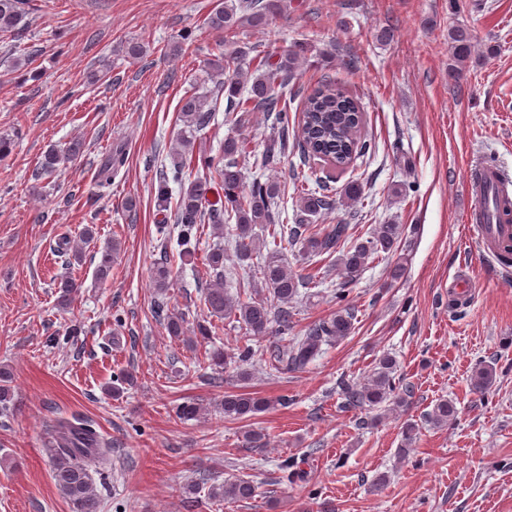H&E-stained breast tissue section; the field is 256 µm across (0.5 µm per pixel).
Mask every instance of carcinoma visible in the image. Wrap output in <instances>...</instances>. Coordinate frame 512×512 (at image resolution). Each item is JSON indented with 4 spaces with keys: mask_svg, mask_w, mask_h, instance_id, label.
<instances>
[{
    "mask_svg": "<svg viewBox=\"0 0 512 512\" xmlns=\"http://www.w3.org/2000/svg\"><path fill=\"white\" fill-rule=\"evenodd\" d=\"M285 0H224L208 18V25L217 31L234 33L239 29H261L284 10ZM27 0H0V33L19 32L27 27ZM450 58L448 76L458 80L468 63L474 59V42L464 24L448 29ZM254 48L237 46L231 52L210 62L211 69L221 76L227 69L232 74L224 79L225 111L235 115L238 122L246 121L251 112H264L273 118L274 135L261 155L254 156L255 166L275 169L288 157V152H299L302 164L315 159L329 162L337 171H344L358 156L371 149V142L362 134L364 110L361 102L342 89L329 76L321 78L310 90L302 87L288 89L297 72L307 61L308 49L297 47L280 55L272 62L267 56L249 57ZM254 66V71L242 65ZM299 100L300 117L297 127L289 129L290 104ZM215 111L209 97L190 94L182 98L179 112L184 126L182 136L176 140L173 151V168L159 170L157 192L158 207H168L169 181L180 184V196L174 214L180 227L179 239L183 261L194 259L200 225H213L217 234L234 238L240 260L252 258L261 249L267 254L251 270L267 296L245 301L240 294L229 291L224 275V246L217 242L206 254L210 282L201 297L208 312L220 319L236 322L250 336H266L272 332L283 335L291 328L292 304L301 296L300 289L315 284L316 275L297 273L288 267L282 257L278 241L299 244L303 253L313 256H336V266L342 277L341 288H346L360 276L369 259L381 253L397 251L401 227L398 224H379L369 238H354L351 227L341 222L316 229L308 218L339 207L354 206L362 195L357 182L347 183L340 191V198L330 195L326 184L316 189H302L299 200L298 223L291 226L279 223L275 199L279 185L273 181L253 180L244 185L241 160L249 154L247 140L227 138L218 156L205 150L194 151L196 132L202 130ZM83 143L75 140L64 149H47L39 162L36 177L50 178L80 154ZM224 187V206L203 210L202 204L210 190V178ZM261 226L272 239L274 247L267 248V240L254 233ZM95 229L83 228L80 244L73 250V260L82 261L83 246L94 242ZM117 244L104 247L95 269V278L104 280L110 271L112 255ZM167 263H157L153 271L154 286L164 292L171 287ZM82 288L75 279H67L59 286V303L68 306ZM157 316L163 318L168 333L173 337L184 335L183 316L164 313L159 307ZM354 314L341 309L327 319L315 324L301 336H293L287 343L274 347L273 356L286 363L290 370L307 367L321 352L322 346L347 336L353 326ZM495 369L490 365L478 367L471 376V386L483 393L493 384ZM344 405L347 407H406L412 399V386L396 376L395 361L390 357L380 359L378 366L363 385L343 388ZM224 417L244 420L269 409L270 401L252 393L224 394ZM458 410L452 401L441 399L429 413V421L436 427L446 426L456 419ZM51 440L48 453L52 479L66 499L70 512H101V498L94 486L93 474L100 463L112 453L111 442L103 437L90 421L73 416L60 419L49 426ZM253 482L237 478L214 485L211 496L223 500L241 501L254 496Z\"/></svg>",
    "mask_w": 512,
    "mask_h": 512,
    "instance_id": "cac0c4a2",
    "label": "carcinoma"
}]
</instances>
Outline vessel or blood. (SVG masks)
Instances as JSON below:
<instances>
[{
    "instance_id": "obj_1",
    "label": "vessel or blood",
    "mask_w": 512,
    "mask_h": 512,
    "mask_svg": "<svg viewBox=\"0 0 512 512\" xmlns=\"http://www.w3.org/2000/svg\"><path fill=\"white\" fill-rule=\"evenodd\" d=\"M471 192L476 203L471 210L477 240L484 256L499 260L501 252L512 249V224L506 222H486L484 209H495L504 197L512 192V183L508 182L502 168L490 161L474 160L470 167Z\"/></svg>"
}]
</instances>
